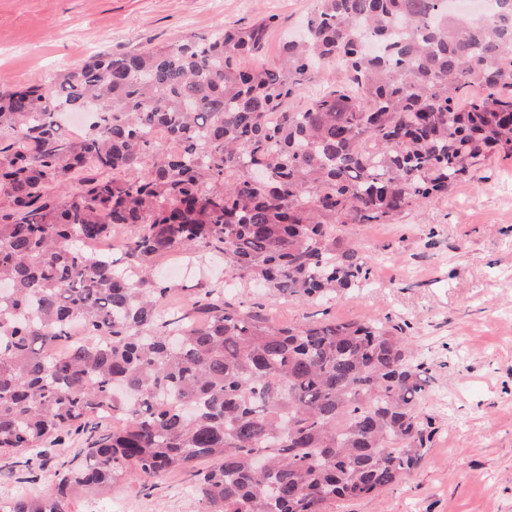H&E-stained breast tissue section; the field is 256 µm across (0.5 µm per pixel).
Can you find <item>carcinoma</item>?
<instances>
[{
  "mask_svg": "<svg viewBox=\"0 0 512 512\" xmlns=\"http://www.w3.org/2000/svg\"><path fill=\"white\" fill-rule=\"evenodd\" d=\"M274 26L98 53L46 88L0 91V450L38 457L121 422L53 494L0 512H72L79 492L202 458L197 512H325L431 447L426 368L401 327L279 326L201 288L165 314L179 286L151 263L198 247L274 297L361 287L371 257L338 226L387 224L512 153V0L474 17L448 0H316L265 63ZM338 59L350 82L289 110ZM86 106L88 128L64 138L60 115ZM119 225L137 227L129 266L95 249ZM77 323L103 343L74 340Z\"/></svg>",
  "mask_w": 512,
  "mask_h": 512,
  "instance_id": "cac0c4a2",
  "label": "carcinoma"
}]
</instances>
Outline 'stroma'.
I'll return each mask as SVG.
<instances>
[{"label": "stroma", "mask_w": 512, "mask_h": 512, "mask_svg": "<svg viewBox=\"0 0 512 512\" xmlns=\"http://www.w3.org/2000/svg\"><path fill=\"white\" fill-rule=\"evenodd\" d=\"M315 0H0V89L49 84L58 70L98 51L132 52L227 24L272 15L268 56L297 30ZM341 234L373 258L362 288L322 302L269 298L249 279L226 280L221 257L158 256L156 274L192 286L219 285L226 300L280 325L368 317L401 326L430 376L420 410L435 420L420 467L378 496L327 512H512V156L492 154L448 196L388 224H349ZM86 434L44 445L26 461L0 454V497L51 493L61 464L84 459ZM193 469L122 483L73 498V512H196Z\"/></svg>", "instance_id": "obj_1"}]
</instances>
